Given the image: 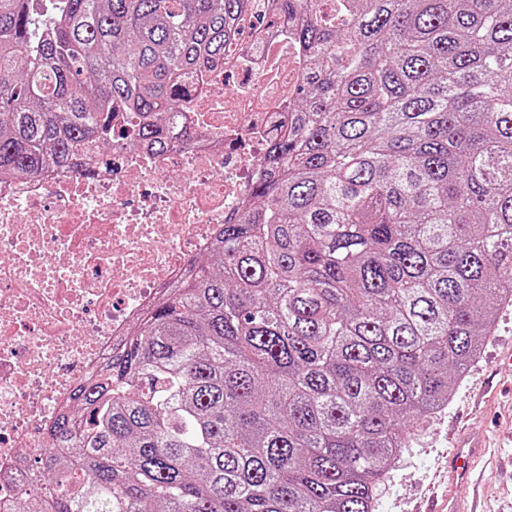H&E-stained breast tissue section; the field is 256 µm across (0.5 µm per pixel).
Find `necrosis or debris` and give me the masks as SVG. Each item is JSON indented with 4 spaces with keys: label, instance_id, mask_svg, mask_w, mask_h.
Listing matches in <instances>:
<instances>
[{
    "label": "necrosis or debris",
    "instance_id": "necrosis-or-debris-1",
    "mask_svg": "<svg viewBox=\"0 0 512 512\" xmlns=\"http://www.w3.org/2000/svg\"><path fill=\"white\" fill-rule=\"evenodd\" d=\"M293 27L242 16L241 45L195 81L164 151L128 126L110 165L0 182V512L34 481L77 382L243 204L301 74Z\"/></svg>",
    "mask_w": 512,
    "mask_h": 512
}]
</instances>
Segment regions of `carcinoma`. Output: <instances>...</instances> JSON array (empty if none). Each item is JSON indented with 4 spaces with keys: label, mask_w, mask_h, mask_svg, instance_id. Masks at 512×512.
Wrapping results in <instances>:
<instances>
[{
    "label": "carcinoma",
    "mask_w": 512,
    "mask_h": 512,
    "mask_svg": "<svg viewBox=\"0 0 512 512\" xmlns=\"http://www.w3.org/2000/svg\"><path fill=\"white\" fill-rule=\"evenodd\" d=\"M0 0V180L157 151L250 0ZM276 0L308 62L253 203L39 448L16 512H376L512 309V0ZM66 448L59 457L54 449Z\"/></svg>",
    "instance_id": "cac0c4a2"
}]
</instances>
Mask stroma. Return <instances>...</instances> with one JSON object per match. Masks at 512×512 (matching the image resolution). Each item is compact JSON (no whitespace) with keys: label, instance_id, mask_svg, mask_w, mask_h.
<instances>
[{"label":"stroma","instance_id":"obj_1","mask_svg":"<svg viewBox=\"0 0 512 512\" xmlns=\"http://www.w3.org/2000/svg\"><path fill=\"white\" fill-rule=\"evenodd\" d=\"M512 311L500 314L481 359L458 386L442 413L413 429L409 446L377 491V512H424L440 480L445 455L464 431L486 437L472 486L463 498L478 497L481 512H512Z\"/></svg>","mask_w":512,"mask_h":512}]
</instances>
